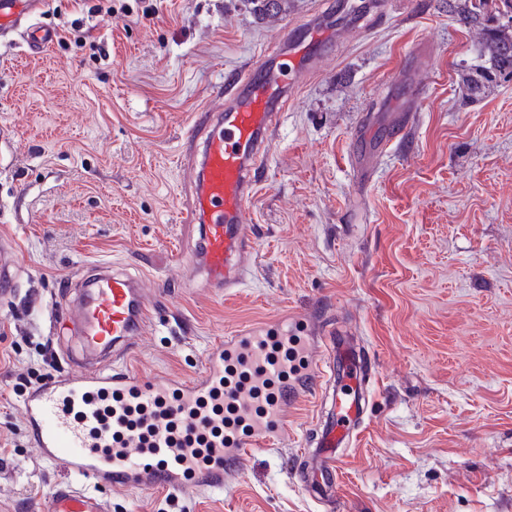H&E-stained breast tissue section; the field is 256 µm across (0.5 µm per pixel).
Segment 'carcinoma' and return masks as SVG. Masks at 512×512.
<instances>
[{
	"instance_id": "carcinoma-1",
	"label": "carcinoma",
	"mask_w": 512,
	"mask_h": 512,
	"mask_svg": "<svg viewBox=\"0 0 512 512\" xmlns=\"http://www.w3.org/2000/svg\"><path fill=\"white\" fill-rule=\"evenodd\" d=\"M261 19L276 17L286 11V0H248ZM493 0H448V11L460 20L484 32L477 59L466 79L467 95L484 96L493 85L512 78V26L496 24Z\"/></svg>"
}]
</instances>
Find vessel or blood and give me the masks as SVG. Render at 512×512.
<instances>
[{
	"instance_id": "1",
	"label": "vessel or blood",
	"mask_w": 512,
	"mask_h": 512,
	"mask_svg": "<svg viewBox=\"0 0 512 512\" xmlns=\"http://www.w3.org/2000/svg\"><path fill=\"white\" fill-rule=\"evenodd\" d=\"M42 0H0V37L26 28ZM26 53L41 55L53 30L26 29ZM316 20L278 37L244 71L224 82L221 106L196 112L189 136L203 134L185 207L199 251L189 263L209 287L231 290L246 278L256 236L247 205L261 182L278 119L302 76L326 58ZM15 240L0 236V292L9 293L17 265ZM59 311L77 333L83 360L26 394L23 414L40 456L57 463L59 483L47 512H107L105 501L77 487L154 491L191 486L223 489L252 449L287 429L286 408L331 385L329 411L304 450L305 483L313 497L336 500L344 450L361 428L369 403L370 366L348 339L316 337L295 319L255 323L226 334L194 377L146 376L128 363L134 341L154 322V283L141 274L93 268Z\"/></svg>"
}]
</instances>
